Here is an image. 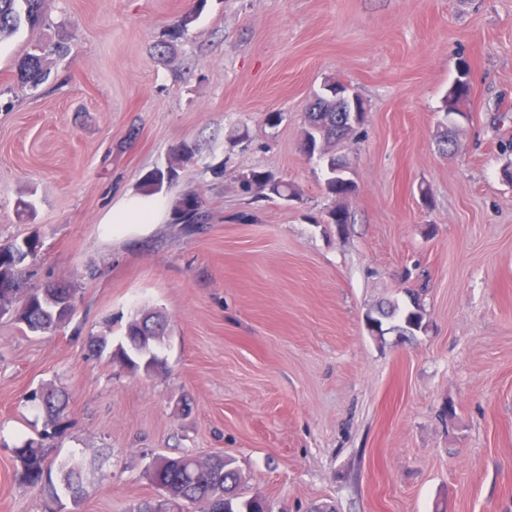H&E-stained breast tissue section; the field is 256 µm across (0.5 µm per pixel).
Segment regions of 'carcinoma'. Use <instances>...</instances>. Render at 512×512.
I'll return each mask as SVG.
<instances>
[{"label": "carcinoma", "mask_w": 512, "mask_h": 512, "mask_svg": "<svg viewBox=\"0 0 512 512\" xmlns=\"http://www.w3.org/2000/svg\"><path fill=\"white\" fill-rule=\"evenodd\" d=\"M44 0H0V39L9 37L23 26L33 28L45 23L43 15ZM206 0H197V9L178 21L171 38L184 35L196 21ZM55 49L36 46L17 64L18 79L36 88L45 83L50 76L47 67L48 56ZM468 76V63L460 62L457 77L448 88L443 102V109L451 119L469 118L465 109L471 96ZM344 89L339 82H327L322 91L316 93L321 103L309 105L305 112L302 131L304 151L312 149L316 142L325 145L336 144L354 127L346 125L347 113L336 111V91ZM326 162L325 186L327 193L336 198H345L353 192L352 182L345 176V163L336 162V156L329 155ZM175 174L172 167L157 169L147 178V186L158 192L163 184L171 182ZM245 178L264 181L270 185L269 194L278 198L295 195L290 186L276 180L266 171L253 170ZM199 197L193 194L183 195L174 206V215L179 224H199L202 211L198 206ZM40 241L35 236L0 245V282L7 286L6 302L15 307V319L32 333H45L65 324L76 310V289L69 284H55L52 287L30 292L25 291L15 272L27 259L37 256ZM410 308L399 312V307L392 305L379 308L378 317L370 319L378 331H383V321L395 319L397 323L390 330L401 335L420 331L424 326V314L419 297L409 294ZM167 323L159 312L144 314L128 321L125 327V342L110 351L109 358L131 369L140 368L148 371L162 364L158 355L146 361L148 354L142 352L138 337H144L149 345H154L165 335ZM29 401L41 406L47 414V424L38 438H29L13 449L16 463L17 480L28 487H36L48 493L50 498L59 502L60 494L78 498L80 493V471L77 463L69 460L59 464V484H54L51 465L47 462V443L56 439L66 427V398L60 391L36 390L29 395ZM150 482L158 489L170 492L167 507L171 512H186L188 506L195 507V512H270V505L261 496L242 497L237 493L239 484L238 470L233 460L221 455L212 459L211 469L198 472L193 468V455L179 457L158 456L148 469Z\"/></svg>", "instance_id": "obj_1"}]
</instances>
